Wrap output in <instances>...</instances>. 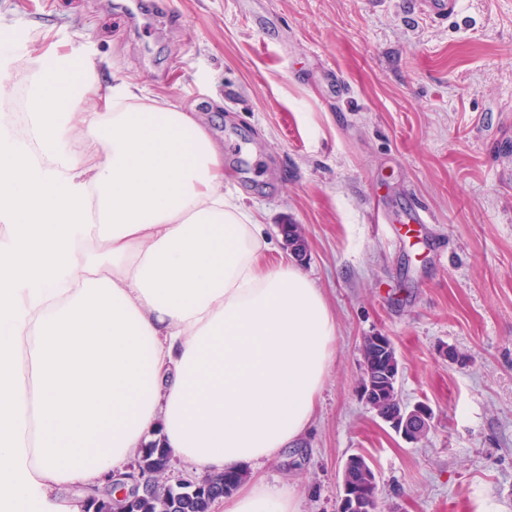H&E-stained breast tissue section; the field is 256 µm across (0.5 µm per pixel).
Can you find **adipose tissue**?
I'll use <instances>...</instances> for the list:
<instances>
[{"label":"adipose tissue","instance_id":"adipose-tissue-1","mask_svg":"<svg viewBox=\"0 0 512 512\" xmlns=\"http://www.w3.org/2000/svg\"><path fill=\"white\" fill-rule=\"evenodd\" d=\"M23 101V132L0 124V512H81L62 489L154 443L199 479L249 470L224 512H300L260 468L315 419L322 289L268 263L196 112L120 78L101 92L73 46L30 58Z\"/></svg>","mask_w":512,"mask_h":512}]
</instances>
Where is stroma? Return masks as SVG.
I'll list each match as a JSON object with an SVG mask.
<instances>
[{
    "mask_svg": "<svg viewBox=\"0 0 512 512\" xmlns=\"http://www.w3.org/2000/svg\"><path fill=\"white\" fill-rule=\"evenodd\" d=\"M18 55L69 42L113 76L203 114L228 191L336 317L308 437L264 464L302 512H340L344 464L374 469L377 512H512V0L445 22L373 0H0ZM347 85L337 96L333 77ZM431 223L407 229L408 203ZM386 336L406 442L360 396L364 337ZM430 423L428 410L421 407V404H417L403 419L394 420L389 424L402 438L409 442H415L421 431H428Z\"/></svg>",
    "mask_w": 512,
    "mask_h": 512,
    "instance_id": "35a3bbf8",
    "label": "stroma"
}]
</instances>
